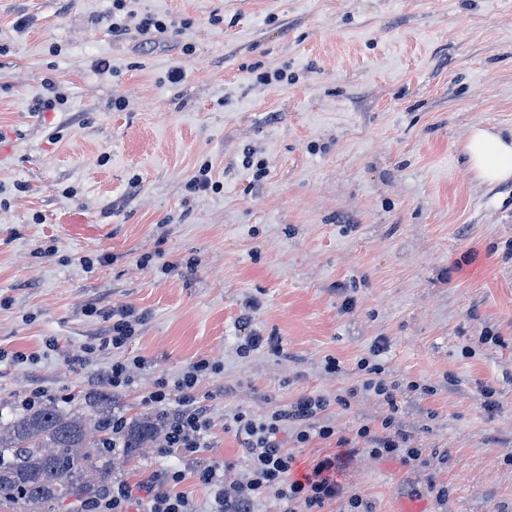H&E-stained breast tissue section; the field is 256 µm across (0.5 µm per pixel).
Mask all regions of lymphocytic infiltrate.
Returning <instances> with one entry per match:
<instances>
[{"instance_id": "obj_1", "label": "lymphocytic infiltrate", "mask_w": 512, "mask_h": 512, "mask_svg": "<svg viewBox=\"0 0 512 512\" xmlns=\"http://www.w3.org/2000/svg\"><path fill=\"white\" fill-rule=\"evenodd\" d=\"M125 2L112 0L109 22L114 37L122 38L135 32L151 42L170 31L171 24L166 17L134 15L127 11ZM208 369L206 360H197L176 389H169L161 381L149 393L147 405L161 410L164 419L162 451L177 449L193 454L204 447L211 421L203 400L195 396L193 390ZM325 405L324 398L306 395L298 398L287 411H275L257 419L235 417L236 436L247 459L245 469L232 478L228 477V468L223 464H211L195 473L196 479L212 490L210 512H257L258 501L269 493L274 494L279 503L278 512H325L340 494L334 477L335 459L325 458L310 474L300 479L291 478L293 456L279 438L284 421L290 419L301 426L296 435L298 442H308L314 436L323 439L333 436L332 427L313 424L314 417ZM357 435L369 442L372 455L397 458L407 465L422 457L421 449L407 447L403 434L395 430L392 420H384L378 431L369 425L361 426ZM185 478L183 471L170 470L146 483L113 484L106 495L92 504L90 512H130L134 506L140 507L141 512H197L192 497L179 489Z\"/></svg>"}]
</instances>
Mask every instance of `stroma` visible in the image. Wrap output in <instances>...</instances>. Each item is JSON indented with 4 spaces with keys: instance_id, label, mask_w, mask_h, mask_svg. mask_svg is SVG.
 I'll use <instances>...</instances> for the list:
<instances>
[{
    "instance_id": "stroma-1",
    "label": "stroma",
    "mask_w": 512,
    "mask_h": 512,
    "mask_svg": "<svg viewBox=\"0 0 512 512\" xmlns=\"http://www.w3.org/2000/svg\"><path fill=\"white\" fill-rule=\"evenodd\" d=\"M126 7L170 33L113 37L112 0H0V409L35 389L87 400L138 358L112 410L152 417L147 393L204 359L207 449L145 448L119 478L186 471L209 512L190 472L244 467L234 415L313 395L335 435L300 444L289 421L282 438L292 478L336 459L334 512L353 495L369 512H512V181H479L463 154L472 126L512 131V0ZM49 80L67 104L35 113ZM205 163L220 192L189 190ZM120 309L136 333L112 350ZM364 358L395 406L361 390ZM389 416L423 465L365 450L358 428Z\"/></svg>"
}]
</instances>
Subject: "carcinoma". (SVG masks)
<instances>
[{
  "instance_id": "carcinoma-1",
  "label": "carcinoma",
  "mask_w": 512,
  "mask_h": 512,
  "mask_svg": "<svg viewBox=\"0 0 512 512\" xmlns=\"http://www.w3.org/2000/svg\"><path fill=\"white\" fill-rule=\"evenodd\" d=\"M112 392L82 409L40 403L0 415V504L11 512H57L60 502L87 504L112 484ZM161 424L131 421L123 454L153 441Z\"/></svg>"
}]
</instances>
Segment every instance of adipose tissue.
<instances>
[{
	"mask_svg": "<svg viewBox=\"0 0 512 512\" xmlns=\"http://www.w3.org/2000/svg\"><path fill=\"white\" fill-rule=\"evenodd\" d=\"M467 164L481 181L497 184L512 180V134L486 127H473L464 146Z\"/></svg>",
	"mask_w": 512,
	"mask_h": 512,
	"instance_id": "obj_1",
	"label": "adipose tissue"
}]
</instances>
